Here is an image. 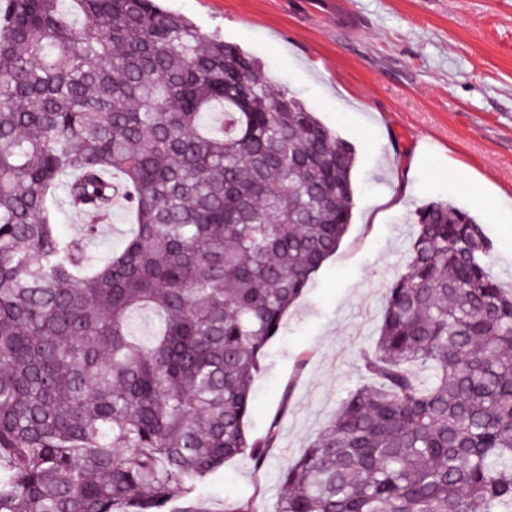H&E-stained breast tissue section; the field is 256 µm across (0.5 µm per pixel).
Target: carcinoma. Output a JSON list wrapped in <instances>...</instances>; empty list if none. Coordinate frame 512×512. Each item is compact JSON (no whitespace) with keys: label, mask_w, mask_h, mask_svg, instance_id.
Listing matches in <instances>:
<instances>
[{"label":"carcinoma","mask_w":512,"mask_h":512,"mask_svg":"<svg viewBox=\"0 0 512 512\" xmlns=\"http://www.w3.org/2000/svg\"><path fill=\"white\" fill-rule=\"evenodd\" d=\"M0 0V512H175L236 457L266 345L351 224L353 145L158 0ZM125 194L136 224L92 261ZM363 380L278 512H512V290L432 201ZM120 452H115V449Z\"/></svg>","instance_id":"cac0c4a2"}]
</instances>
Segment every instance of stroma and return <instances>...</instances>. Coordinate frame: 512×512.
<instances>
[{
	"mask_svg": "<svg viewBox=\"0 0 512 512\" xmlns=\"http://www.w3.org/2000/svg\"><path fill=\"white\" fill-rule=\"evenodd\" d=\"M251 55L356 151L355 206L336 254L267 347L250 437L276 426L268 464H226L191 501L277 512L299 457L362 379L387 290L407 264L412 217L446 200L484 224L512 268V0H163ZM478 195L494 199L487 211Z\"/></svg>",
	"mask_w": 512,
	"mask_h": 512,
	"instance_id": "35a3bbf8",
	"label": "stroma"
}]
</instances>
